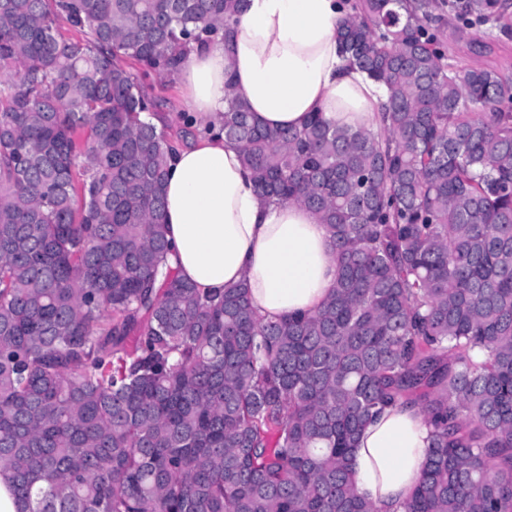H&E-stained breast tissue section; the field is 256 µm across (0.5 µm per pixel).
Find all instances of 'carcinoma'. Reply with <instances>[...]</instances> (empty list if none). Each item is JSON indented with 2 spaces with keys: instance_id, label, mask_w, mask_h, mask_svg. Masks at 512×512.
Instances as JSON below:
<instances>
[{
  "instance_id": "obj_1",
  "label": "carcinoma",
  "mask_w": 512,
  "mask_h": 512,
  "mask_svg": "<svg viewBox=\"0 0 512 512\" xmlns=\"http://www.w3.org/2000/svg\"><path fill=\"white\" fill-rule=\"evenodd\" d=\"M437 0H356L379 129L218 119L259 192L314 210L339 276L263 322L164 269L168 132L144 79L242 0H0V480L18 512H375L350 455L422 389L404 512H512V76L448 63ZM464 28L512 24L497 0ZM81 30L71 40L61 24ZM87 175L82 188L74 169ZM482 354L477 361L473 352Z\"/></svg>"
}]
</instances>
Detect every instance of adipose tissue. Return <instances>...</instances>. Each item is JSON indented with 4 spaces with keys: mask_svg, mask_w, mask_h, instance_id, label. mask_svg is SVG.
<instances>
[{
    "mask_svg": "<svg viewBox=\"0 0 512 512\" xmlns=\"http://www.w3.org/2000/svg\"><path fill=\"white\" fill-rule=\"evenodd\" d=\"M349 0H244L229 38L190 44L177 73L194 120L218 118L228 98L276 130L313 113L349 128L375 123L383 87L349 65L337 36ZM169 263L203 296L246 283L264 321L317 311L338 278L331 233L302 204L261 197L240 149L208 135L188 139L165 183ZM415 403L385 407L351 455L357 494L375 512H403L431 447Z\"/></svg>",
    "mask_w": 512,
    "mask_h": 512,
    "instance_id": "ef3b65f1",
    "label": "adipose tissue"
}]
</instances>
